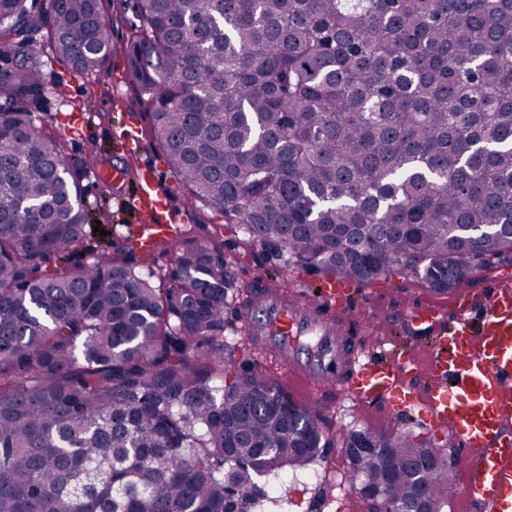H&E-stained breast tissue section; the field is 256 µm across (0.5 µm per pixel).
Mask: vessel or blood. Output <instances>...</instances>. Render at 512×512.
Returning a JSON list of instances; mask_svg holds the SVG:
<instances>
[{
  "mask_svg": "<svg viewBox=\"0 0 512 512\" xmlns=\"http://www.w3.org/2000/svg\"><path fill=\"white\" fill-rule=\"evenodd\" d=\"M136 181L124 205L155 217L142 229L144 249L156 239L179 237L183 228L157 192L155 171L140 167ZM342 294L331 282L315 301L299 306L287 292L257 286L247 297L244 330L325 392L356 402L384 399L392 414L415 413L448 430L467 472L455 494L488 512H512V439L505 430L512 418V288L490 286L480 304L464 303L445 322L426 308L410 312L408 324L432 333L423 394L406 384L411 353L383 352L350 337Z\"/></svg>",
  "mask_w": 512,
  "mask_h": 512,
  "instance_id": "b4317fda",
  "label": "vessel or blood"
}]
</instances>
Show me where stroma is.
Masks as SVG:
<instances>
[{
    "label": "stroma",
    "mask_w": 512,
    "mask_h": 512,
    "mask_svg": "<svg viewBox=\"0 0 512 512\" xmlns=\"http://www.w3.org/2000/svg\"><path fill=\"white\" fill-rule=\"evenodd\" d=\"M102 10L110 23L112 55L93 75H80L53 59L48 41L34 46L43 64L46 91L32 110L36 124L50 138L62 142L69 161L76 162L90 152H98L103 160L102 173L124 168L138 170L148 165L158 175L157 190L167 201L170 216L186 226L185 239L220 242L234 279L249 285L255 272L278 276L289 292L309 299L327 281L326 276L282 265L258 243L252 242L237 227L224 224L216 209L203 203H190L182 184L174 176L167 157L151 135V120L145 106L135 93L128 78L124 48L135 20L131 0H102ZM64 82L65 96L55 92L57 82ZM138 119L136 148L126 154L114 150L113 144L123 134L121 114ZM86 202L90 221L100 222L101 233L89 234L85 248L93 254H126L134 242L133 228L140 219L124 208L123 197L134 184L102 190L95 178H88ZM512 286V254L490 257L475 269L462 290L437 292L428 288L418 277L391 273L371 282L353 281L348 286L347 303L362 333L364 345L403 342L415 349V383L427 378L426 345L428 335L416 332L405 324L404 317L412 309L425 307L438 317L454 316L460 298L481 301L485 289L492 283ZM225 341L237 344V358H253L263 374L276 379L295 401L316 405L326 440L322 454L307 469L283 471L279 478L266 479L267 498L252 512H369L370 501L347 499L350 484L336 486L324 476V467L335 459L337 451L346 445L349 433L369 431L391 433L409 431L426 436L427 431L417 417H395L381 403L358 404L347 398L327 397L308 380L290 372L275 356L259 354L240 329L238 319H230L224 332Z\"/></svg>",
    "instance_id": "obj_1"
}]
</instances>
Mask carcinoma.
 I'll return each instance as SVG.
<instances>
[{
  "label": "carcinoma",
  "instance_id": "carcinoma-1",
  "mask_svg": "<svg viewBox=\"0 0 512 512\" xmlns=\"http://www.w3.org/2000/svg\"><path fill=\"white\" fill-rule=\"evenodd\" d=\"M100 0H0V512H250L262 476L307 468L310 404L231 382L218 244L184 242L163 287L87 236L78 164L46 138L45 33L95 74ZM125 47L152 134L188 199L288 267L336 280L410 272L447 292L512 252V0H134ZM371 512L450 497L448 457L409 432H353Z\"/></svg>",
  "mask_w": 512,
  "mask_h": 512
}]
</instances>
